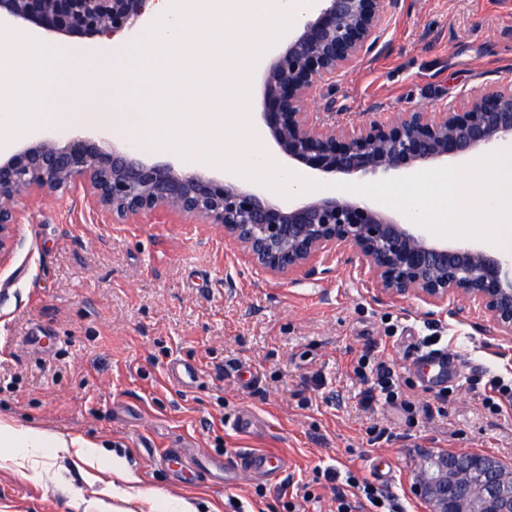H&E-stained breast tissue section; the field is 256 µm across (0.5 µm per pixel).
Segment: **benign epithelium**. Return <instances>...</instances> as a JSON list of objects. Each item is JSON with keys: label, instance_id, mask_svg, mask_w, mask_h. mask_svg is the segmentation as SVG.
I'll return each instance as SVG.
<instances>
[{"label": "benign epithelium", "instance_id": "1", "mask_svg": "<svg viewBox=\"0 0 512 512\" xmlns=\"http://www.w3.org/2000/svg\"><path fill=\"white\" fill-rule=\"evenodd\" d=\"M145 0H0V23L50 35L92 39L131 32ZM398 0H317L294 22L262 68L258 121L283 157L309 171L367 182L427 170L450 157L512 138V83H492L442 111L408 108L382 120L362 113L336 120V76L372 56L388 9ZM319 97L323 107L308 109ZM62 133L18 141L0 154V264L21 245L15 203L73 188L114 224L174 213L216 224L251 263L272 276L307 268L339 246L362 260L377 294L416 299L453 314L477 308L495 336L512 339V256L474 245L450 246L424 227L368 200L320 196L294 206L222 175L185 172L143 158L132 146ZM425 512H512V466L465 450L418 452L407 479Z\"/></svg>", "mask_w": 512, "mask_h": 512}]
</instances>
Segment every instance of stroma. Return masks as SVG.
Masks as SVG:
<instances>
[{"label":"stroma","instance_id":"35a3bbf8","mask_svg":"<svg viewBox=\"0 0 512 512\" xmlns=\"http://www.w3.org/2000/svg\"><path fill=\"white\" fill-rule=\"evenodd\" d=\"M108 110L127 134L147 128L157 99L133 71ZM512 82V0H400L378 53L337 77L341 124L375 110H440L487 84ZM127 134L114 135L117 144ZM22 245L0 265V418L100 443L143 486L185 499L198 512H336V486L316 467L355 460L373 477L384 457L407 512H421L405 477L417 449H469L512 463V413L485 406L476 379L512 373L486 316L430 314L414 299L379 297L360 261L341 249L316 273L272 277L210 224L167 214L115 224L69 191L18 203ZM439 337L448 380L429 382L417 362L423 337ZM394 366L413 417L365 405L361 355ZM195 363L199 382H172L173 358ZM251 433L232 427L244 412ZM392 435L370 441L372 429ZM194 444L228 471L247 449L282 456L278 480L251 474L235 486L207 475L184 486L155 465L158 448ZM55 482L0 447V512H77L104 483L85 477L76 453L47 451Z\"/></svg>","mask_w":512,"mask_h":512}]
</instances>
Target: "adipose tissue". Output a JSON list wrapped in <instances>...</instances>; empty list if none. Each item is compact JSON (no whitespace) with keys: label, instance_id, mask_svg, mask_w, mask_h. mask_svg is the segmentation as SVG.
I'll return each mask as SVG.
<instances>
[{"label":"adipose tissue","instance_id":"obj_1","mask_svg":"<svg viewBox=\"0 0 512 512\" xmlns=\"http://www.w3.org/2000/svg\"><path fill=\"white\" fill-rule=\"evenodd\" d=\"M99 70V55L69 59L60 47L16 32L11 43L0 46V146L46 127L77 129L90 120L104 124L114 84L98 79ZM0 447L16 449L19 458L34 464L45 449L73 447L90 468L111 471L113 481L102 498L87 501L85 512H125V503L135 499L150 500L160 512H196L189 501L142 489L140 478L124 461L105 457L98 445L85 440L74 443L54 432L0 419Z\"/></svg>","mask_w":512,"mask_h":512}]
</instances>
